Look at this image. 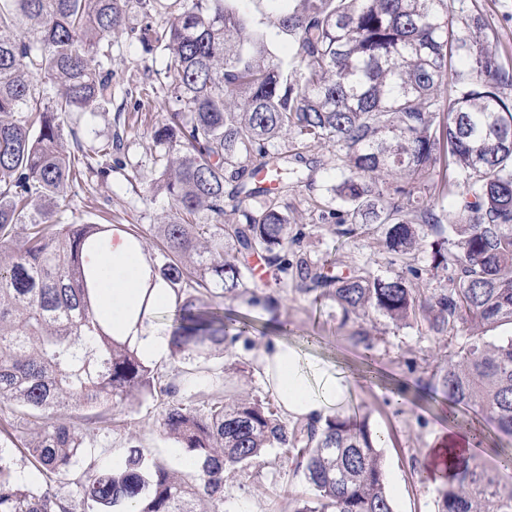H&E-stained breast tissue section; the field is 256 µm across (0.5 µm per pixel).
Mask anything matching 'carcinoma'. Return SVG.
Returning a JSON list of instances; mask_svg holds the SVG:
<instances>
[{
	"mask_svg": "<svg viewBox=\"0 0 512 512\" xmlns=\"http://www.w3.org/2000/svg\"><path fill=\"white\" fill-rule=\"evenodd\" d=\"M176 2L177 13L154 26L163 0H0V405L29 424L16 434L0 421V440L41 476L18 481L13 457L1 453L0 512H74L75 499L84 512H223L225 485L253 477L274 449L310 488L293 512H394L367 418L286 423L268 400L222 393L201 408L170 400L161 413L160 432L193 460L190 475L133 445L123 467L73 478L68 497L56 490L86 443L65 412L96 410L109 423L113 409L144 394L173 396L97 315L84 252L103 246L112 226L61 222L70 188L109 168V147L78 157L66 136L73 116L112 104L119 36L165 53L181 103L155 132L165 145L156 184L172 202L155 264L176 296L172 354L200 357L254 334L224 314L222 298L255 301L246 273L260 256L282 287L335 302L355 347L373 349L372 314L448 336L436 371L448 403L512 439V338L485 340L512 325V71L478 43L479 22L458 25L448 0H269L292 41L291 66L246 31L230 0ZM131 12L147 23L128 26ZM41 83L54 95L44 97ZM330 143L344 151L331 186L338 206L313 202L318 220L348 238L384 228L379 245L405 260L401 271L375 276L339 254L307 257L288 193L302 182L305 153ZM442 160L457 188L448 210L429 193ZM425 226L437 239L426 240ZM427 247L450 286L422 300L414 261ZM444 467L441 512H512L511 449H498L490 467L450 452Z\"/></svg>",
	"mask_w": 512,
	"mask_h": 512,
	"instance_id": "carcinoma-1",
	"label": "carcinoma"
}]
</instances>
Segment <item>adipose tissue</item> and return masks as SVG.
Masks as SVG:
<instances>
[{
    "mask_svg": "<svg viewBox=\"0 0 512 512\" xmlns=\"http://www.w3.org/2000/svg\"><path fill=\"white\" fill-rule=\"evenodd\" d=\"M85 265L96 275L93 286L113 335L131 339L144 359L163 355L169 338L156 318L175 298L140 237L113 229L104 248L86 249ZM256 361L286 419L325 420L341 413L351 396L347 374L300 346L273 339L257 351Z\"/></svg>",
    "mask_w": 512,
    "mask_h": 512,
    "instance_id": "adipose-tissue-1",
    "label": "adipose tissue"
}]
</instances>
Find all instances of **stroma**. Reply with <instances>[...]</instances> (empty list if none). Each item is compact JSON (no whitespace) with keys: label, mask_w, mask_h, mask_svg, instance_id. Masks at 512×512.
Returning <instances> with one entry per match:
<instances>
[{"label":"stroma","mask_w":512,"mask_h":512,"mask_svg":"<svg viewBox=\"0 0 512 512\" xmlns=\"http://www.w3.org/2000/svg\"><path fill=\"white\" fill-rule=\"evenodd\" d=\"M241 7L249 28L267 35L271 53L290 59L289 42L278 36L276 15L267 0H243ZM448 7L458 22L479 18L480 39L504 64L512 66V0H448ZM164 80L165 57L160 51L146 50L122 38L113 42L112 105L86 116L78 126V136L84 150L91 152L111 141L114 133H121V141L112 142V157L122 166L108 179L95 177L73 188V210L63 216L69 223H97L107 218L115 227L137 228L145 249L154 256L159 253L160 217L170 209L168 198L155 185V159L162 147L154 133L168 113L179 107L175 96L161 89ZM152 84L158 86V93L144 95V88ZM340 155L339 148L331 144L312 147L315 169L308 184L297 187L288 198L290 223L305 225L304 250L311 259L337 251L347 263L365 265L374 275L400 271V259L378 246L380 230L347 239L338 237L332 225L318 222L311 203L331 201L327 187L334 182ZM253 287L257 296L270 293L278 298L275 315L243 298L225 300L224 306L248 315L265 328V335L256 334L225 350L185 361L168 354L158 359L159 368L175 389V400L198 407L216 392L244 398L268 396L270 390L259 374L255 354L266 338L276 336L277 324L287 325L289 342L297 344L313 337L309 352L353 376L348 410L368 416L371 429L386 436L382 454L394 512H439L446 481L437 474L431 450L442 440L448 401L433 374L432 356L442 345V337L423 324L398 329L378 318L374 324L381 341L364 352L351 347L346 330L339 327L334 303L316 302L280 287L270 274ZM367 362L381 371L383 382L358 377V369ZM162 410L160 399L145 397L114 410L108 425L99 422L93 412L73 411L72 422L88 435L87 450L74 466V475L92 466H121L133 440L171 471L190 474L187 454L159 429ZM306 491L290 462L280 457L247 483L227 484L224 512H291L294 498Z\"/></svg>","instance_id":"1"}]
</instances>
